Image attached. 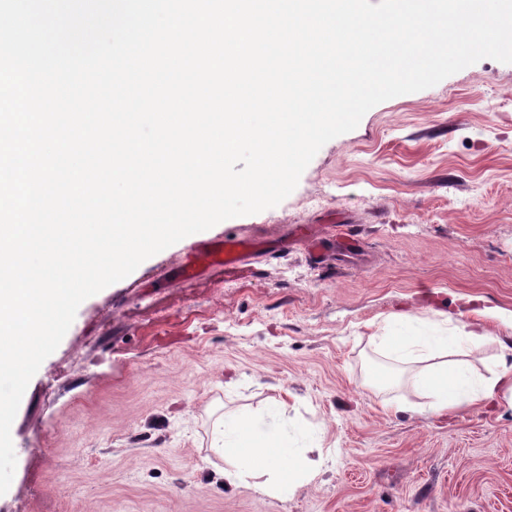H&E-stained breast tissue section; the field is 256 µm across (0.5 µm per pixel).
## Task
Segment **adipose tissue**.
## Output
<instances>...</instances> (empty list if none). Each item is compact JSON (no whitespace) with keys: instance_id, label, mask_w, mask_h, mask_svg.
<instances>
[{"instance_id":"1","label":"adipose tissue","mask_w":512,"mask_h":512,"mask_svg":"<svg viewBox=\"0 0 512 512\" xmlns=\"http://www.w3.org/2000/svg\"><path fill=\"white\" fill-rule=\"evenodd\" d=\"M403 332L377 337L381 352L413 366L410 385L419 396L418 411L453 416L461 408L491 410L501 395L512 393V364L499 360L488 377L474 376L469 357L488 341L484 328L449 318L448 333L433 336L417 329L409 315L395 318ZM214 451L224 461V478L264 495H287L291 486L310 474L308 449L292 446L288 431L255 418L225 415L215 426Z\"/></svg>"}]
</instances>
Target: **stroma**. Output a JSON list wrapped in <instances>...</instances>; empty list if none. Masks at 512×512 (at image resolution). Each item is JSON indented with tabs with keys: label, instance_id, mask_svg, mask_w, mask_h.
Here are the masks:
<instances>
[{
	"label": "stroma",
	"instance_id": "35a3bbf8",
	"mask_svg": "<svg viewBox=\"0 0 512 512\" xmlns=\"http://www.w3.org/2000/svg\"><path fill=\"white\" fill-rule=\"evenodd\" d=\"M225 236L261 257L176 277ZM448 311L491 336L476 373L512 363V64L492 59L374 106L279 205L83 301L14 418L0 512H512L511 404L440 417L370 380L387 318ZM276 400L332 455L284 497L228 484L211 450L218 416Z\"/></svg>",
	"mask_w": 512,
	"mask_h": 512
}]
</instances>
